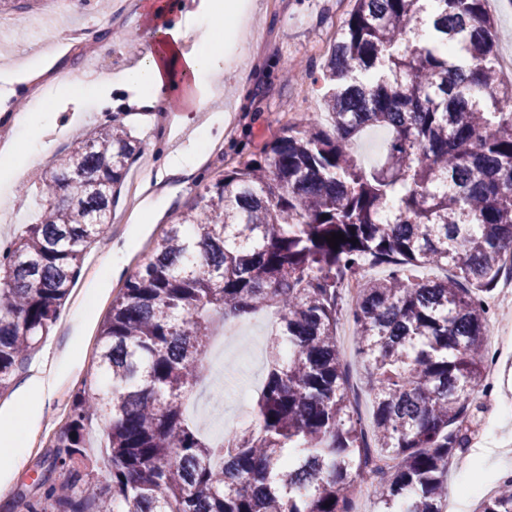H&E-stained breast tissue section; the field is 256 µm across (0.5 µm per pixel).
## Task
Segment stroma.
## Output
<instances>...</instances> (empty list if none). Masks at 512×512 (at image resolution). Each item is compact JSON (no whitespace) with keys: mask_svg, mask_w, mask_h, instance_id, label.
Returning a JSON list of instances; mask_svg holds the SVG:
<instances>
[{"mask_svg":"<svg viewBox=\"0 0 512 512\" xmlns=\"http://www.w3.org/2000/svg\"><path fill=\"white\" fill-rule=\"evenodd\" d=\"M81 2L77 12L49 11L44 0H10L5 10L11 23L0 27V101L23 102L25 113L19 124L0 116V131L10 133L12 158L20 165L15 184L0 191L1 209L38 214L42 175L58 153L105 120L99 79L137 64L138 54L126 47L129 33L150 36L146 0H112L106 13L97 0ZM252 2L249 35L224 43L235 74L223 89L212 91L202 111L157 112L138 105L136 93L116 87L110 94L113 111L126 113L143 141V152L123 181L107 233L90 246L49 336L0 394V420H9L24 447L10 466L8 482L0 485V512H14L17 494L31 493L40 474L36 463L54 447L74 393L101 389L96 373L100 326L128 274L150 258L171 215L194 205L201 175H215L235 165L240 154L260 149L295 113L321 109L309 70L324 64L350 0ZM75 27L103 32L104 37L84 46L72 43L66 34ZM288 63L297 67L296 82L281 77ZM61 70L75 73L80 81L73 98H64L63 87L53 83ZM180 151L197 154L200 164L189 172L168 171L167 161ZM117 250L125 262L108 270L106 262ZM269 328L263 315L227 327L223 348L212 353L198 389L197 410L223 411L225 424L237 426L246 394L263 383ZM65 356L70 366L57 372L56 362ZM478 431L483 448L471 449L448 467L449 489H456L465 475L475 479L477 489L446 512H478L498 481L512 477V420L497 418L489 409L482 413Z\"/></svg>","mask_w":512,"mask_h":512,"instance_id":"1","label":"stroma"}]
</instances>
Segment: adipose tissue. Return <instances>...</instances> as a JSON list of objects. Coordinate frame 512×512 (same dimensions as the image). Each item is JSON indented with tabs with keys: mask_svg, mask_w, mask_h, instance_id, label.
<instances>
[{
	"mask_svg": "<svg viewBox=\"0 0 512 512\" xmlns=\"http://www.w3.org/2000/svg\"><path fill=\"white\" fill-rule=\"evenodd\" d=\"M177 6V0H148L145 12L156 37L144 48L138 65L120 78L139 91L146 106L164 112L198 110L206 101L203 84L223 86L230 62L218 43L228 30L245 37L249 21L245 0H210L203 19L190 27L169 24ZM193 30L199 33L197 47L183 52L181 44Z\"/></svg>",
	"mask_w": 512,
	"mask_h": 512,
	"instance_id": "ef3b65f1",
	"label": "adipose tissue"
}]
</instances>
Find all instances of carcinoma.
I'll return each instance as SVG.
<instances>
[{
  "label": "carcinoma",
  "instance_id": "carcinoma-1",
  "mask_svg": "<svg viewBox=\"0 0 512 512\" xmlns=\"http://www.w3.org/2000/svg\"><path fill=\"white\" fill-rule=\"evenodd\" d=\"M487 2L352 0L313 79L324 111L211 178L127 277L99 330L106 388L75 396L50 454L65 476L19 496V512H355L366 482L379 512H443L489 392L487 298L512 250V85ZM371 127L391 136L366 166L352 144ZM140 151L117 115L74 142L41 178L40 217L0 249V394L59 318ZM371 264L389 274L362 278ZM425 266L453 275L421 279ZM261 314L273 324L255 425L210 440L187 412L208 348ZM89 462L110 486L89 481ZM480 512H512V478ZM336 336L341 357L352 373L355 388L358 386V411L363 421L368 423L372 415V401L360 390L362 369L355 354L356 337L352 326L345 319L340 321Z\"/></svg>",
  "mask_w": 512,
  "mask_h": 512
}]
</instances>
